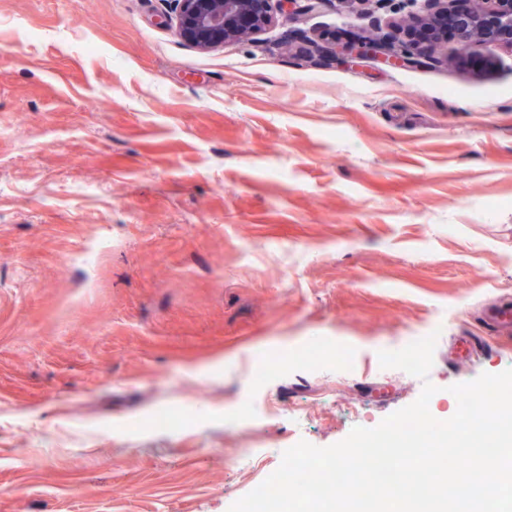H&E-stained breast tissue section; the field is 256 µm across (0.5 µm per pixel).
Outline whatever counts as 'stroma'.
Listing matches in <instances>:
<instances>
[{
  "instance_id": "35a3bbf8",
  "label": "stroma",
  "mask_w": 512,
  "mask_h": 512,
  "mask_svg": "<svg viewBox=\"0 0 512 512\" xmlns=\"http://www.w3.org/2000/svg\"><path fill=\"white\" fill-rule=\"evenodd\" d=\"M421 6L285 0L201 53L172 0H0V512H229L298 442L427 382L449 419L512 368L482 323L512 301V46L302 38ZM433 333L427 379L381 367ZM386 36L388 44H383L380 39L355 38L349 43L347 49L351 55L360 56L376 52L380 47L387 45L391 51L384 56V62L391 65L419 64L427 57L419 43L413 40L408 28L391 23L390 32Z\"/></svg>"
}]
</instances>
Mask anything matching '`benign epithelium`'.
Masks as SVG:
<instances>
[{
  "instance_id": "1",
  "label": "benign epithelium",
  "mask_w": 512,
  "mask_h": 512,
  "mask_svg": "<svg viewBox=\"0 0 512 512\" xmlns=\"http://www.w3.org/2000/svg\"><path fill=\"white\" fill-rule=\"evenodd\" d=\"M273 0H175V30L177 35L201 53L215 51L228 43L245 42L275 25L278 15ZM457 0H424L425 14L420 26L430 35L429 53H424L412 38L409 29L393 23L387 33L390 53L385 62L391 65L419 64L434 57L442 34L438 24L451 18L459 32V42L465 50L498 40V34L485 28V16L495 18L497 27L512 33V0H475L478 7L466 11L456 6ZM383 46L379 40L356 38L348 51L354 56L375 52Z\"/></svg>"
}]
</instances>
